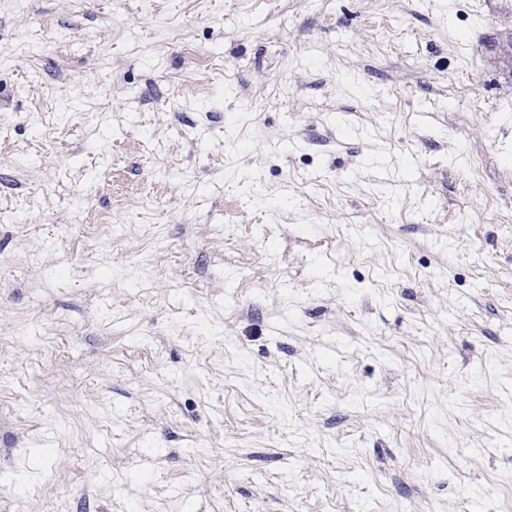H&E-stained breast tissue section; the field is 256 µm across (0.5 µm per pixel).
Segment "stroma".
<instances>
[{
	"instance_id": "35a3bbf8",
	"label": "stroma",
	"mask_w": 512,
	"mask_h": 512,
	"mask_svg": "<svg viewBox=\"0 0 512 512\" xmlns=\"http://www.w3.org/2000/svg\"><path fill=\"white\" fill-rule=\"evenodd\" d=\"M478 498L512 0H0V512Z\"/></svg>"
}]
</instances>
